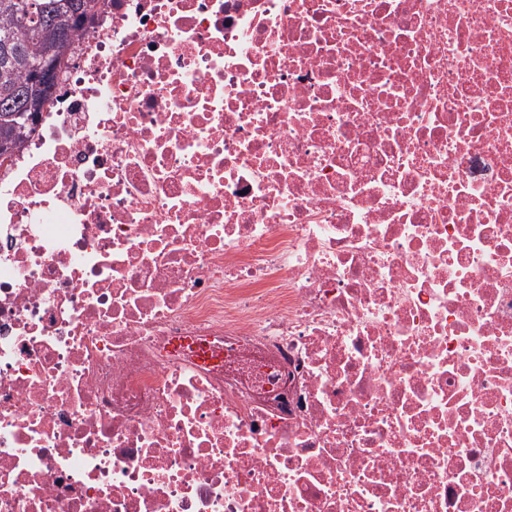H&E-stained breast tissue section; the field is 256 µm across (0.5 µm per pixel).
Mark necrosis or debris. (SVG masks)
Segmentation results:
<instances>
[{"mask_svg": "<svg viewBox=\"0 0 512 512\" xmlns=\"http://www.w3.org/2000/svg\"><path fill=\"white\" fill-rule=\"evenodd\" d=\"M0 163V512H512V0H98Z\"/></svg>", "mask_w": 512, "mask_h": 512, "instance_id": "1", "label": "necrosis or debris"}]
</instances>
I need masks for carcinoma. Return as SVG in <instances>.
<instances>
[{"label": "carcinoma", "instance_id": "cac0c4a2", "mask_svg": "<svg viewBox=\"0 0 512 512\" xmlns=\"http://www.w3.org/2000/svg\"><path fill=\"white\" fill-rule=\"evenodd\" d=\"M26 0H0V37L22 33L24 42H15L9 51L0 49V157L11 153L14 143L24 141L34 127L19 132L14 111L25 108L38 117L54 85L57 73L36 78L29 62L52 60L64 54L84 23L85 0H37V19L27 16Z\"/></svg>", "mask_w": 512, "mask_h": 512}]
</instances>
